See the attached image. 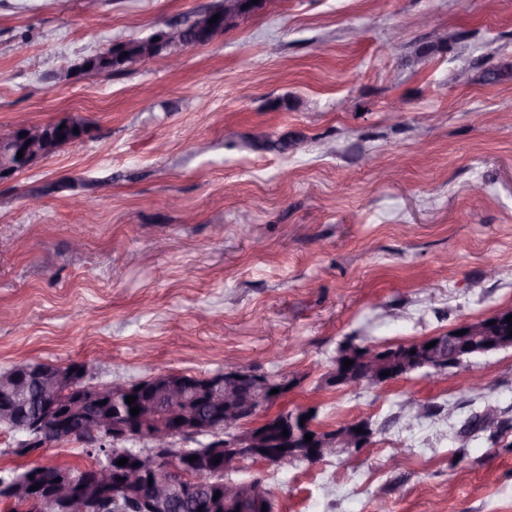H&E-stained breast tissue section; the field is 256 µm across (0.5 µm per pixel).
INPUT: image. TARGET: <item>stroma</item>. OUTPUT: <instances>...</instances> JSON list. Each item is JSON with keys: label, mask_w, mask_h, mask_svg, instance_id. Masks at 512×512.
<instances>
[{"label": "stroma", "mask_w": 512, "mask_h": 512, "mask_svg": "<svg viewBox=\"0 0 512 512\" xmlns=\"http://www.w3.org/2000/svg\"><path fill=\"white\" fill-rule=\"evenodd\" d=\"M215 2L0 0V133L19 113L89 129L0 181V371L286 377L275 410L373 437L240 462L275 512H512V347L378 388L325 380L346 341L512 307V0H267L178 69L80 68ZM476 411L492 426L460 437ZM361 423V421H351L344 423L340 427H338V433L334 436L327 437L323 439V442L319 448L321 450L314 455H308L304 457V459L310 463L315 464L323 459V448H335L331 450L327 456L332 454H340L345 452H353L357 451L360 448H366L371 440V434L358 435L356 429L352 428V426H357Z\"/></svg>", "instance_id": "35a3bbf8"}]
</instances>
